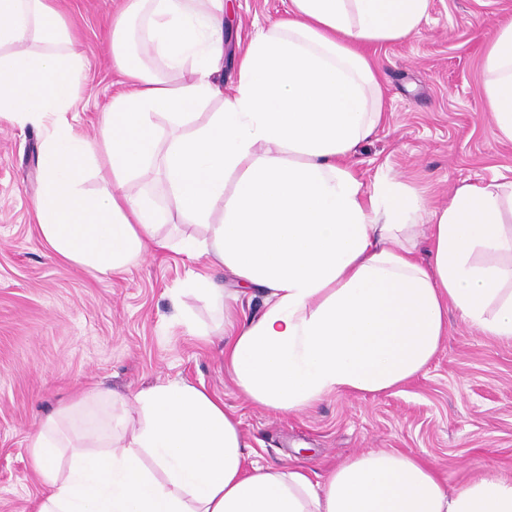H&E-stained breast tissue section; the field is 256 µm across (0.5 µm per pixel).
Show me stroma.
Returning a JSON list of instances; mask_svg holds the SVG:
<instances>
[{
    "label": "stroma",
    "mask_w": 512,
    "mask_h": 512,
    "mask_svg": "<svg viewBox=\"0 0 512 512\" xmlns=\"http://www.w3.org/2000/svg\"><path fill=\"white\" fill-rule=\"evenodd\" d=\"M290 0H224L232 57L253 33L286 16ZM123 0H57L84 62L87 93L61 122L94 138L122 77L108 32ZM512 21V0H429L420 31L366 46L381 77L384 121L349 157L364 189L387 176L430 207L456 187L512 168L486 107L483 54ZM51 123L18 126L0 117V512H32L44 486L29 439L79 390L132 397L183 380L220 398L240 419L249 454L264 465L325 474L369 451L413 453L430 462L448 492L495 473L512 479V341L480 333L456 311L423 374L377 394L333 392L311 408L282 414L248 401L221 353L218 301L175 294L189 271L221 269L152 249L139 264L104 277L55 257L35 218L39 161ZM188 321H181V314ZM198 335H190L189 326Z\"/></svg>",
    "instance_id": "obj_1"
}]
</instances>
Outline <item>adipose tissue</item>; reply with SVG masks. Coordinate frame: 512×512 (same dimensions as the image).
I'll list each match as a JSON object with an SVG mask.
<instances>
[{
    "instance_id": "obj_1",
    "label": "adipose tissue",
    "mask_w": 512,
    "mask_h": 512,
    "mask_svg": "<svg viewBox=\"0 0 512 512\" xmlns=\"http://www.w3.org/2000/svg\"><path fill=\"white\" fill-rule=\"evenodd\" d=\"M428 0H290L224 65V0H127L110 32L124 89L87 141L60 128L44 147L40 232L58 256L109 275L144 258L160 209L129 183L160 162L177 216L204 227L176 250L217 262L265 294L262 313L224 307V361L250 401L296 413L342 390L379 393L429 364L448 311L512 340V177L457 187L447 205L390 179L367 193L348 158L380 125L382 91L364 45L418 32ZM38 41L45 50H28ZM161 58L159 74L150 65ZM485 94L512 142V23L484 51ZM190 80H181L184 70ZM84 64L51 0H0V116L38 124L85 92ZM224 109L189 128L199 106ZM171 128L162 139L155 122ZM112 189L81 188L87 165ZM221 220H214L216 203ZM429 215L428 261L410 244ZM493 254L479 263L474 252ZM114 416L111 391L81 392L30 438L46 486L34 512H512V481L487 475L448 494L418 457L367 452L315 480L300 467L248 462L222 400L184 381L138 391Z\"/></svg>"
}]
</instances>
